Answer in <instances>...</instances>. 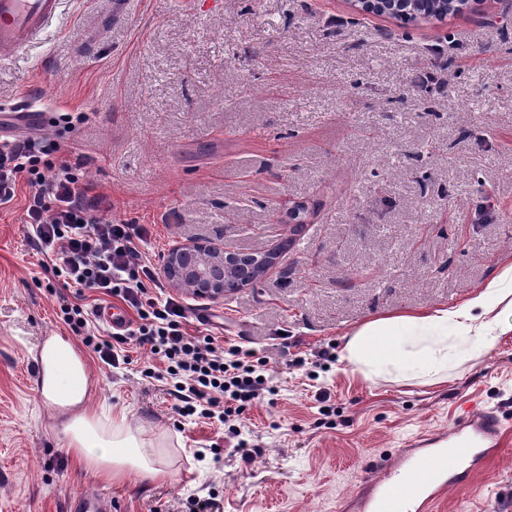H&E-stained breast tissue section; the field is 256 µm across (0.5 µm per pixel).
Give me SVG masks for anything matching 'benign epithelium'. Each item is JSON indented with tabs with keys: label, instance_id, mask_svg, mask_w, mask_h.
<instances>
[{
	"label": "benign epithelium",
	"instance_id": "benign-epithelium-1",
	"mask_svg": "<svg viewBox=\"0 0 512 512\" xmlns=\"http://www.w3.org/2000/svg\"><path fill=\"white\" fill-rule=\"evenodd\" d=\"M364 14L391 16L411 14L423 16L425 0H353ZM294 244L264 254H246L226 243L218 248L207 241H196L174 247L164 264L165 276L197 300L222 301L236 290L254 285L259 277L279 262L282 254Z\"/></svg>",
	"mask_w": 512,
	"mask_h": 512
}]
</instances>
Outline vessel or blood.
<instances>
[{"mask_svg": "<svg viewBox=\"0 0 512 512\" xmlns=\"http://www.w3.org/2000/svg\"><path fill=\"white\" fill-rule=\"evenodd\" d=\"M62 3L0 0V53L25 50L41 31L61 20ZM48 121V113L41 110L1 112L0 133ZM502 428L496 413L475 408L448 429L380 458L351 497L350 512H431L448 490L465 488L497 455Z\"/></svg>", "mask_w": 512, "mask_h": 512, "instance_id": "obj_1", "label": "vessel or blood"}]
</instances>
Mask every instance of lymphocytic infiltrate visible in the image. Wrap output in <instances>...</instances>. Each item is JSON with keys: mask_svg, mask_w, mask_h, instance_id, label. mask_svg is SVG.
Segmentation results:
<instances>
[{"mask_svg": "<svg viewBox=\"0 0 512 512\" xmlns=\"http://www.w3.org/2000/svg\"><path fill=\"white\" fill-rule=\"evenodd\" d=\"M57 145L41 136L0 142V206L25 181L33 195L27 207L30 240L41 266L62 277L71 298L60 315L107 367L128 363V346L149 348L165 366L168 393L184 418L228 424L270 389L264 360L238 346H224L213 335L192 336L183 329L185 309L171 296H154L155 269L139 263L137 235L130 225L104 215L81 162L58 158ZM119 299L137 318L120 334L102 333L92 297Z\"/></svg>", "mask_w": 512, "mask_h": 512, "instance_id": "lymphocytic-infiltrate-1", "label": "lymphocytic infiltrate"}]
</instances>
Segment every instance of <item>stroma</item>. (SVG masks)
Segmentation results:
<instances>
[{
    "instance_id": "1",
    "label": "stroma",
    "mask_w": 512,
    "mask_h": 512,
    "mask_svg": "<svg viewBox=\"0 0 512 512\" xmlns=\"http://www.w3.org/2000/svg\"><path fill=\"white\" fill-rule=\"evenodd\" d=\"M112 2L64 0L61 23L0 60V101L86 113L44 134L84 161L109 217L149 229L155 268L193 240L293 239L224 301L163 283L189 333L264 358L275 392L240 416V449L179 419L165 382L141 376L148 351L101 365L56 315L63 289L30 246L19 184L0 207V512H66L86 492L103 512H341L371 460L481 406L503 422L501 452L433 512H512V334L434 386L370 382L340 359L366 320L461 306L512 264V0L406 25L349 0H130L116 24ZM56 336L89 365L88 410L161 437L171 479L109 484L73 460L33 379Z\"/></svg>"
}]
</instances>
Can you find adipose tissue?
I'll return each instance as SVG.
<instances>
[{
	"mask_svg": "<svg viewBox=\"0 0 512 512\" xmlns=\"http://www.w3.org/2000/svg\"><path fill=\"white\" fill-rule=\"evenodd\" d=\"M511 332L512 265L460 307L366 321L346 339L342 358L371 382L432 386ZM41 361L43 400L55 411L69 452L87 469L111 481L131 470L148 481L168 477L160 452L141 429L130 426L126 414L86 413L89 370L69 343L48 342Z\"/></svg>",
	"mask_w": 512,
	"mask_h": 512,
	"instance_id": "obj_1",
	"label": "adipose tissue"
}]
</instances>
